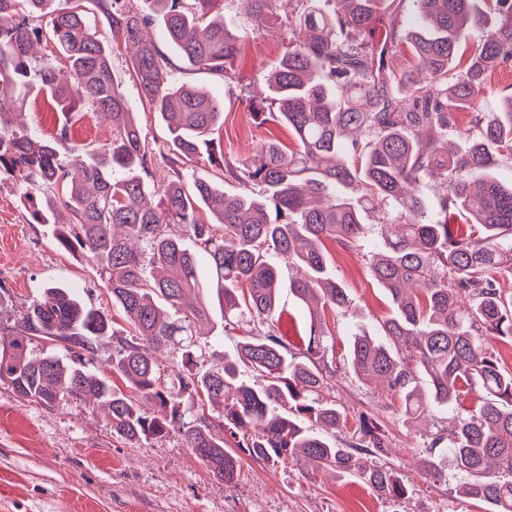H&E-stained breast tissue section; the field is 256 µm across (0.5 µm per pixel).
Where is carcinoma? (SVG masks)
I'll return each mask as SVG.
<instances>
[{"label": "carcinoma", "instance_id": "1", "mask_svg": "<svg viewBox=\"0 0 512 512\" xmlns=\"http://www.w3.org/2000/svg\"><path fill=\"white\" fill-rule=\"evenodd\" d=\"M49 2L0 0V172L21 181L30 203L54 195L32 211L36 223L54 224L57 210L68 212L59 245L78 246L98 266L135 339L120 336L108 314L70 288L47 287L8 315L1 288L0 383L48 409L67 399L102 402L112 432L131 443L176 434L227 484L237 474L233 446L263 460H307L401 500L407 488L385 462L390 441L377 418L361 415L350 443L321 435L346 422L324 394L336 374L325 362L326 315L348 307L347 289L329 272L326 241L367 247L371 276L392 312L378 336L352 334L347 362L360 381L399 398L396 420L410 423L430 406L451 410L448 429L429 439L419 466L434 482L448 467L459 496L512 512V371L489 347L492 336L512 341V296L497 288L512 277V181L496 174L512 163V95L497 112L481 111L479 102L490 77L512 66V0H413L411 21L390 15L381 45L374 23L396 0H308L269 83L275 117L297 148L287 153L265 140L253 159L233 165L210 150L224 102L179 81L147 33L151 15L161 16L170 47L223 80L235 68L241 35L215 11L218 0H144L149 15L133 0H90L107 17L110 41L84 0L53 10ZM241 2L258 19L280 0ZM478 31L477 50L455 70L461 46ZM45 36L63 63L32 60V43ZM115 41L135 47L131 67L150 111L166 123L168 156L147 143L114 83ZM405 44L414 62L397 75L387 56ZM31 94L49 97L64 115L85 105L108 114L112 141L92 151L72 146L66 123L50 137L32 133L16 120ZM458 111L469 112V127L456 126ZM204 149L214 176L186 177ZM158 157L175 175L159 187L144 178ZM226 173L258 191L224 193ZM423 174L440 179L436 217L427 214ZM450 210L466 217V233L451 229ZM371 213L380 232L367 242ZM187 237L197 251L184 246ZM202 256L224 317L246 312L252 322L236 359L220 371L202 369L197 356L208 318ZM281 260L296 270L290 291L316 303L297 356L274 330ZM191 293L196 305L188 308ZM36 338L49 343L38 354L29 349ZM106 340L113 344L108 376L83 361ZM158 353L178 364L176 380L161 381ZM238 361L252 380L239 377ZM472 392L479 403L468 407ZM186 396L221 405L217 421L187 414ZM143 400L157 412H145ZM361 452L376 462L367 464Z\"/></svg>", "mask_w": 512, "mask_h": 512}]
</instances>
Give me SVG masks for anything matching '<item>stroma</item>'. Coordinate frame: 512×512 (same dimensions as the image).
I'll return each instance as SVG.
<instances>
[{
  "instance_id": "obj_1",
  "label": "stroma",
  "mask_w": 512,
  "mask_h": 512,
  "mask_svg": "<svg viewBox=\"0 0 512 512\" xmlns=\"http://www.w3.org/2000/svg\"><path fill=\"white\" fill-rule=\"evenodd\" d=\"M304 8L303 0H293L281 8L278 18L257 24L247 18L238 0H220L218 10L226 23L245 35L233 75L220 82L177 60L178 78L224 101V124L214 145L226 160L252 156L268 138L295 148L286 126L272 119L258 123L253 107L269 95L268 74L285 50L289 17ZM23 120L43 136L68 124L72 143L88 149L112 139L108 116L84 108L65 118L43 96L28 99ZM31 212L23 203L18 180L1 174L0 287L10 298L9 311H22L46 285L60 284L75 289L87 305L108 312L115 330L131 335L95 264L81 249L61 248L57 225L34 223ZM329 251L330 272L345 285L350 300L346 315L327 317L333 348L326 359L336 369L329 394L350 424L329 431L328 437L349 440L353 421L364 412L385 420L391 461L407 488L404 499L385 500L359 478L325 472L305 461L273 462L244 452L235 483L227 485L177 435L130 445L113 433L100 404L68 400L49 410L18 398L0 383V512H487L485 504L459 498L454 480L430 482L418 465L427 432L448 426L446 409L430 408L412 425H403L389 417L397 397L364 385L349 369L351 333L359 328L376 334L391 304L369 273L365 251L334 245ZM280 275L283 287L275 316L294 319L296 334L284 342L289 353L296 354L305 344L309 314L288 288L294 270L281 264ZM223 307L217 294L209 295L213 333L202 337L201 347L203 365L211 370L222 368L225 357L234 356L244 331L243 326L225 323Z\"/></svg>"
}]
</instances>
